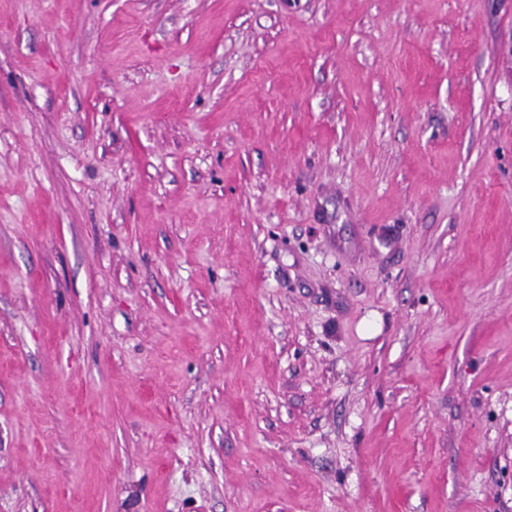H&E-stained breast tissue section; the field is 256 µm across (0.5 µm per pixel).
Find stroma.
I'll list each match as a JSON object with an SVG mask.
<instances>
[{
	"label": "stroma",
	"mask_w": 512,
	"mask_h": 512,
	"mask_svg": "<svg viewBox=\"0 0 512 512\" xmlns=\"http://www.w3.org/2000/svg\"><path fill=\"white\" fill-rule=\"evenodd\" d=\"M0 512H512V0H0Z\"/></svg>",
	"instance_id": "stroma-1"
}]
</instances>
